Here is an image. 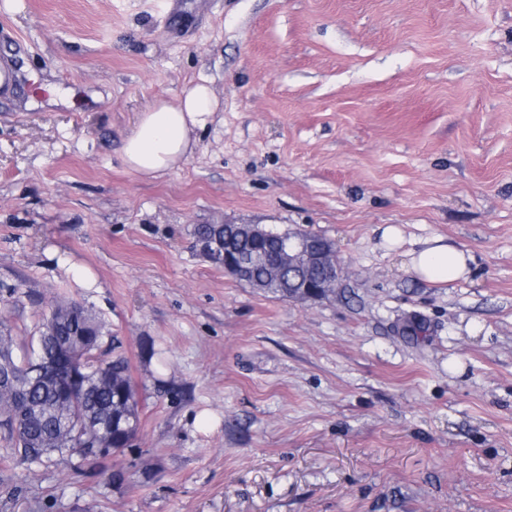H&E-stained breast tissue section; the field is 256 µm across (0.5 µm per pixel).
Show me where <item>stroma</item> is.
Instances as JSON below:
<instances>
[{
	"mask_svg": "<svg viewBox=\"0 0 512 512\" xmlns=\"http://www.w3.org/2000/svg\"><path fill=\"white\" fill-rule=\"evenodd\" d=\"M1 68L0 309L25 339L93 307L143 402L124 484L64 457L0 512H512V0H22ZM201 81L189 159L127 169L137 113ZM225 222L347 275L256 293L192 246ZM432 236L473 275L413 274ZM311 233L295 232L288 236L285 252L288 257V268L280 275H273L262 261L252 262L255 277L261 283L258 291L279 299H288V288H280L281 281H288V287L297 288L289 296V300H315L333 293L344 274V267L336 256L333 248L323 252L312 246ZM318 266L323 270V278L316 282H302L300 277H293L297 268ZM288 269L290 277L288 280Z\"/></svg>",
	"mask_w": 512,
	"mask_h": 512,
	"instance_id": "stroma-1",
	"label": "stroma"
}]
</instances>
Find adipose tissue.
Returning <instances> with one entry per match:
<instances>
[{"label": "adipose tissue", "mask_w": 512, "mask_h": 512, "mask_svg": "<svg viewBox=\"0 0 512 512\" xmlns=\"http://www.w3.org/2000/svg\"><path fill=\"white\" fill-rule=\"evenodd\" d=\"M219 103L207 82L196 83L171 98H159L139 112L125 138L121 158L133 172L155 178L178 168L193 153L196 134L211 123ZM471 255L442 237L410 252L408 265L420 279L446 284L468 278Z\"/></svg>", "instance_id": "obj_1"}]
</instances>
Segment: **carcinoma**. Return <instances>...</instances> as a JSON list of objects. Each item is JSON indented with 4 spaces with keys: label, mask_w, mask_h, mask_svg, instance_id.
<instances>
[{
    "label": "carcinoma",
    "mask_w": 512,
    "mask_h": 512,
    "mask_svg": "<svg viewBox=\"0 0 512 512\" xmlns=\"http://www.w3.org/2000/svg\"><path fill=\"white\" fill-rule=\"evenodd\" d=\"M193 239L207 240L211 260L224 264V225L198 224ZM259 291L288 298L280 283L288 272L272 274L262 261L252 263ZM14 326L0 318V442L15 467L44 464L56 457L77 455L83 473L109 474L120 482L124 474L110 466L112 457L125 453L138 439L140 398L128 359L119 353V341L107 324L77 301L60 299L42 314L33 337L42 357L50 359L67 345L71 363L82 381L74 399L61 395L65 372L47 364L44 373L28 372L27 352L18 351Z\"/></svg>",
    "instance_id": "carcinoma-1"
}]
</instances>
